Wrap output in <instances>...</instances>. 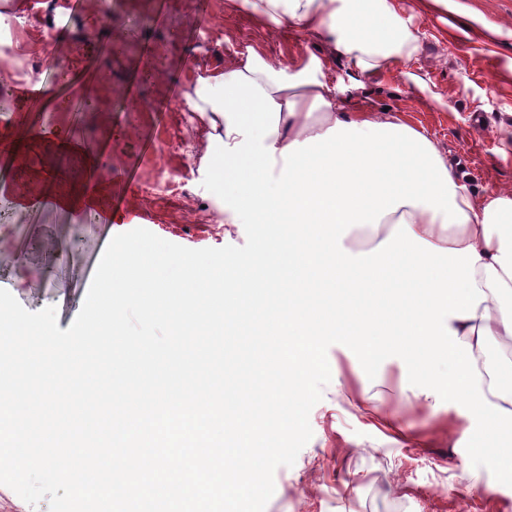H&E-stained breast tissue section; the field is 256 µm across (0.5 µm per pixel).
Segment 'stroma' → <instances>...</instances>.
Returning a JSON list of instances; mask_svg holds the SVG:
<instances>
[{
  "label": "stroma",
  "instance_id": "35a3bbf8",
  "mask_svg": "<svg viewBox=\"0 0 512 512\" xmlns=\"http://www.w3.org/2000/svg\"><path fill=\"white\" fill-rule=\"evenodd\" d=\"M397 3L423 49L411 63L375 77L329 57L307 34L258 21L228 0H112L108 18L84 0L61 32L27 19L16 29L11 55L40 43L27 61L52 101L27 118L50 135L68 130L79 147L50 138L27 148L29 160L18 173L38 192L72 195L94 186L100 219L84 223L80 204L20 212L17 224L0 229V281L29 311L55 307L65 330L83 305L80 288L96 271L100 243L116 234L144 228L191 249L244 245L243 225L225 223L220 186L200 164L184 95L198 76L223 67L245 46L274 60L322 63L337 98L389 107L426 129L474 194L512 191V0H448L428 8L420 0ZM58 50L74 75L112 69L111 83L88 85L97 104L79 129L70 113L53 106L64 91L48 78L44 58ZM111 131L118 138L102 167L97 145ZM55 171L64 173L63 181L52 180ZM73 234L83 240L79 265L50 273L27 251L33 238L53 246ZM396 289L415 294L420 286L395 273L364 298L387 309L395 330L408 334L413 326L404 304L392 299ZM372 341L379 355L363 366L348 347L328 348L331 379L309 415L313 436L293 466L275 470L265 512H295L299 498L304 512H512V466L487 462L493 448L512 458V432L491 448L468 432L457 408L416 407L385 337ZM366 387L376 408L396 414V427L357 409Z\"/></svg>",
  "mask_w": 512,
  "mask_h": 512
}]
</instances>
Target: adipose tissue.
<instances>
[{
    "label": "adipose tissue",
    "instance_id": "ef3b65f1",
    "mask_svg": "<svg viewBox=\"0 0 512 512\" xmlns=\"http://www.w3.org/2000/svg\"><path fill=\"white\" fill-rule=\"evenodd\" d=\"M256 17L321 40L368 76L416 58L419 33L395 0H243ZM185 102L224 155V221H237L246 171L258 210L291 230L290 255L311 260L346 298L403 265L425 294L413 319L422 350L456 362L448 400L495 442L512 429V389L478 359L512 341V193L476 197L424 133L397 112H350L320 67L257 52L199 77ZM368 232L370 246L358 242Z\"/></svg>",
    "mask_w": 512,
    "mask_h": 512
}]
</instances>
